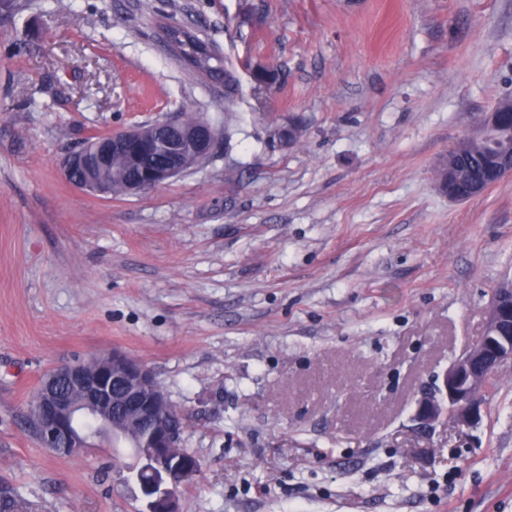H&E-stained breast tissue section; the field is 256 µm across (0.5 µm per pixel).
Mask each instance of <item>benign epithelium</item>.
I'll return each mask as SVG.
<instances>
[{"instance_id":"benign-epithelium-1","label":"benign epithelium","mask_w":512,"mask_h":512,"mask_svg":"<svg viewBox=\"0 0 512 512\" xmlns=\"http://www.w3.org/2000/svg\"><path fill=\"white\" fill-rule=\"evenodd\" d=\"M498 123L497 109L483 112L466 138L485 139ZM152 127L154 124L150 123L116 131L112 133V147L135 156L154 141L150 134ZM216 141L214 127L203 120L183 128L177 139H163L158 143V153L172 156L177 162L146 171L145 177L129 183L126 194L168 183L185 171L181 158L191 153L199 163L211 154ZM94 165L95 160L79 150L63 165L64 176L80 190H91L107 197L109 193L102 186L73 180L76 169H90ZM509 321L512 322V287L499 289L496 300L488 305L482 336L423 392L414 413L422 427L430 428L443 421L459 428H471L479 423L482 395L489 380L502 369L512 367V332L507 336L503 334V327ZM87 360L97 364L92 374L84 366ZM115 387L121 389L132 404L142 406L143 419L153 424L148 436L138 444L136 455L145 472L151 475L143 481V491H154L159 480L163 487L160 494L145 498L146 512H179L178 488L197 475V468L184 463L172 475L158 460L167 452V445L180 439L184 426L166 424L179 417L171 412L163 387L149 368L118 349L63 363L46 374L32 406L42 446L54 454L60 451L75 454L83 448L87 433L76 424L79 414L91 418L102 429L112 433L119 430L120 426L112 422V389ZM71 390L83 395L78 407L70 400L68 392Z\"/></svg>"}]
</instances>
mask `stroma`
Instances as JSON below:
<instances>
[{"label": "stroma", "mask_w": 512, "mask_h": 512, "mask_svg": "<svg viewBox=\"0 0 512 512\" xmlns=\"http://www.w3.org/2000/svg\"><path fill=\"white\" fill-rule=\"evenodd\" d=\"M12 2L0 512H141L130 449L61 457L26 421L44 374L115 348L185 417L201 470L179 512H512V368L477 427L414 419L512 275V178L464 201L435 180L512 94V0ZM165 17L237 66L232 120L156 38ZM185 108L232 126L199 166L118 198L66 181L86 138ZM291 118L299 143L271 141Z\"/></svg>", "instance_id": "obj_1"}]
</instances>
